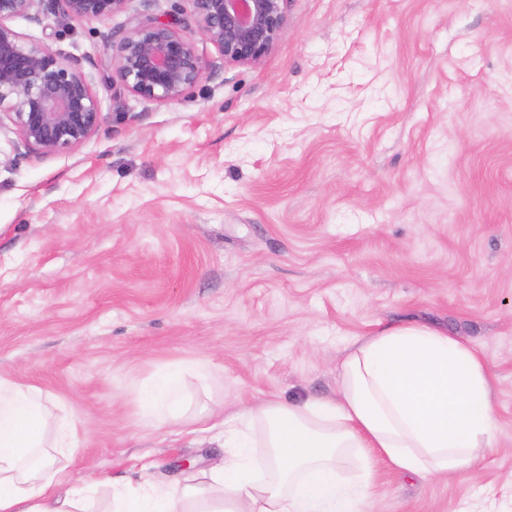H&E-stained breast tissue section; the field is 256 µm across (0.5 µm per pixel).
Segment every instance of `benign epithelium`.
<instances>
[{"mask_svg": "<svg viewBox=\"0 0 512 512\" xmlns=\"http://www.w3.org/2000/svg\"><path fill=\"white\" fill-rule=\"evenodd\" d=\"M131 0H0V131L27 148L58 154L82 145L98 129L97 94L83 71L46 44H30L9 21L39 19L46 10L75 21H104L128 9ZM198 30L224 61L255 65L277 45L287 25L288 0H191ZM112 49L109 85L132 95L175 101L194 86L206 62L181 24L147 16Z\"/></svg>", "mask_w": 512, "mask_h": 512, "instance_id": "benign-epithelium-1", "label": "benign epithelium"}]
</instances>
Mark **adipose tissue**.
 <instances>
[{
	"label": "adipose tissue",
	"instance_id": "ef3b65f1",
	"mask_svg": "<svg viewBox=\"0 0 512 512\" xmlns=\"http://www.w3.org/2000/svg\"><path fill=\"white\" fill-rule=\"evenodd\" d=\"M182 380L179 368L152 379L146 404L156 420L180 411ZM338 382L335 402L259 404L222 420L210 495L192 484H116L112 512H362L375 457L407 475H470L496 444L482 358L433 327L393 326L354 342ZM53 407L38 387L0 379V512H87L91 484L55 492L59 460L79 438Z\"/></svg>",
	"mask_w": 512,
	"mask_h": 512
}]
</instances>
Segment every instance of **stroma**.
Returning a JSON list of instances; mask_svg holds the SVG:
<instances>
[{"mask_svg":"<svg viewBox=\"0 0 512 512\" xmlns=\"http://www.w3.org/2000/svg\"><path fill=\"white\" fill-rule=\"evenodd\" d=\"M193 29L179 100L106 87L130 13ZM259 64L225 62L190 0L11 26L80 63L102 121L41 155L0 136V378L41 388L92 476L196 483L224 456L210 413L339 396L356 339L426 324L474 346L499 427L475 477L374 462L363 512H512V0H288ZM211 368L201 380L195 366ZM184 367L179 419L145 388Z\"/></svg>","mask_w":512,"mask_h":512,"instance_id":"35a3bbf8","label":"stroma"}]
</instances>
